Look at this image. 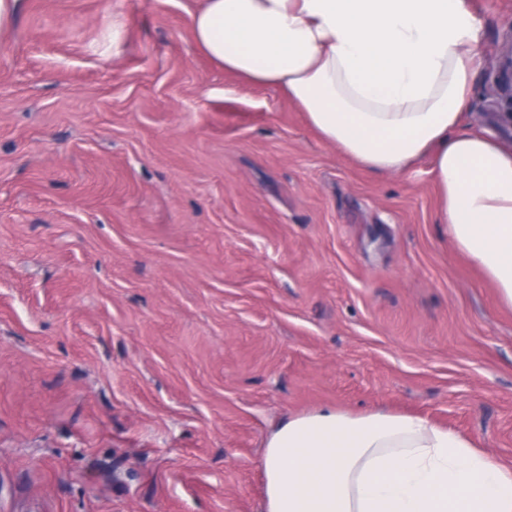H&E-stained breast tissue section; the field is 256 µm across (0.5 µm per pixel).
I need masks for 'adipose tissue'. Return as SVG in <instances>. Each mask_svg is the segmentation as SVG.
<instances>
[{"mask_svg": "<svg viewBox=\"0 0 512 512\" xmlns=\"http://www.w3.org/2000/svg\"><path fill=\"white\" fill-rule=\"evenodd\" d=\"M469 0H205L198 48L274 86L360 167L423 156L451 245L512 307V143L467 127ZM263 512H512V468L429 420L332 406L289 417L262 458Z\"/></svg>", "mask_w": 512, "mask_h": 512, "instance_id": "obj_1", "label": "adipose tissue"}]
</instances>
